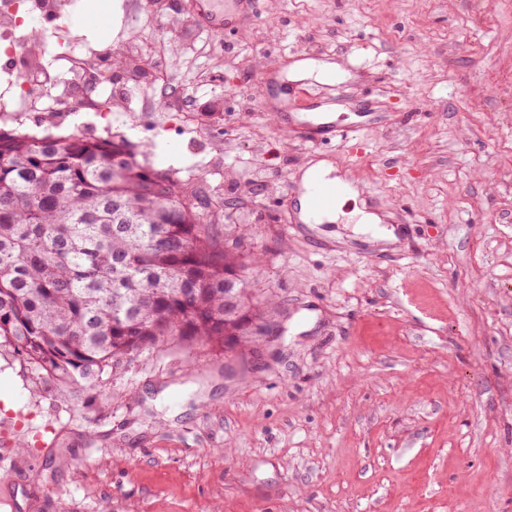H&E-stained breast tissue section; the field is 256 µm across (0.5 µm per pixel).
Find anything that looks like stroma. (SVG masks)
<instances>
[{"label":"stroma","mask_w":512,"mask_h":512,"mask_svg":"<svg viewBox=\"0 0 512 512\" xmlns=\"http://www.w3.org/2000/svg\"><path fill=\"white\" fill-rule=\"evenodd\" d=\"M0 35L44 45L69 81L106 62L99 90L47 123L48 96L0 129L125 137L145 167L212 188L216 234L246 228L254 294L286 332L243 349L169 343L73 396L0 356V395L24 419L0 443V512H512V0H259L232 33L196 0H66ZM152 67L114 60L126 43ZM348 83L302 80L289 111L362 116L330 161L369 190L397 240L294 224L284 200L319 155L270 119L269 68L297 51ZM137 89L145 106L113 111ZM180 89L183 111L162 105ZM45 430L35 450L32 430Z\"/></svg>","instance_id":"1"}]
</instances>
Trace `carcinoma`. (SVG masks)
I'll return each instance as SVG.
<instances>
[{
  "label": "carcinoma",
  "instance_id": "carcinoma-1",
  "mask_svg": "<svg viewBox=\"0 0 512 512\" xmlns=\"http://www.w3.org/2000/svg\"><path fill=\"white\" fill-rule=\"evenodd\" d=\"M211 201L140 165L129 142L0 130V347L80 391L169 341H259L268 302L247 293L240 242L218 244Z\"/></svg>",
  "mask_w": 512,
  "mask_h": 512
}]
</instances>
